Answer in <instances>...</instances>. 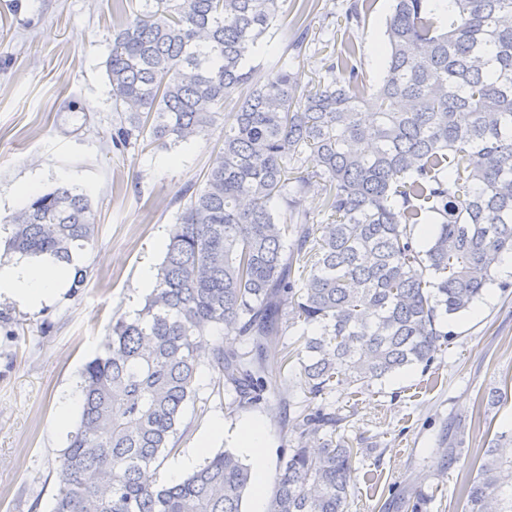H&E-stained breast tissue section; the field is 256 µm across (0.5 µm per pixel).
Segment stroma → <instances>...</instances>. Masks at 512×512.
I'll return each instance as SVG.
<instances>
[{
  "instance_id": "35a3bbf8",
  "label": "stroma",
  "mask_w": 512,
  "mask_h": 512,
  "mask_svg": "<svg viewBox=\"0 0 512 512\" xmlns=\"http://www.w3.org/2000/svg\"><path fill=\"white\" fill-rule=\"evenodd\" d=\"M114 0H0V265L16 260L7 247L5 219L36 195L70 181L92 201L96 233L78 251L82 288H64L51 302L27 308L0 296V512H51L56 469L77 428L60 424L58 401L81 392L82 372L102 353L120 317L134 318L149 294L143 263L159 267L176 222L177 196L197 187L219 157L224 133L216 123L196 140L170 149L143 144L116 149V112L105 73ZM347 0H320L307 23L310 34L335 52L355 47L368 90L384 73L374 53L385 43L391 0H372L360 24L344 22ZM299 0H284V17L254 60V85H263L299 34ZM455 336L430 366L411 367L372 391L350 398L340 434L361 454L354 463L347 512H409L389 501V487L431 492L429 512H463L458 489L464 470L482 456L492 433L512 427V399L477 407L484 392L512 376V276L489 285L476 311L455 318ZM277 370L264 409L270 418V469L279 465L281 411L275 395L294 386L296 359L272 347ZM196 397L188 401L175 437L176 453L195 451L206 428L223 420L227 434L209 451L238 450L234 436L244 419L227 407L216 373L202 365ZM464 426L461 460L439 483L436 448L451 423Z\"/></svg>"
}]
</instances>
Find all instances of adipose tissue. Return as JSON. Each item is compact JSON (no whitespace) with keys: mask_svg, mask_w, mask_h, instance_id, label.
Segmentation results:
<instances>
[{"mask_svg":"<svg viewBox=\"0 0 512 512\" xmlns=\"http://www.w3.org/2000/svg\"><path fill=\"white\" fill-rule=\"evenodd\" d=\"M66 268L50 256L21 259L0 266V293L4 292L31 306L47 302L60 293L66 284ZM238 439L250 456L257 485L268 479V465L264 453L266 429L263 421L246 419L238 428Z\"/></svg>","mask_w":512,"mask_h":512,"instance_id":"obj_1","label":"adipose tissue"}]
</instances>
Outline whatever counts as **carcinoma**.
Segmentation results:
<instances>
[{
  "label": "carcinoma",
  "mask_w": 512,
  "mask_h": 512,
  "mask_svg": "<svg viewBox=\"0 0 512 512\" xmlns=\"http://www.w3.org/2000/svg\"><path fill=\"white\" fill-rule=\"evenodd\" d=\"M369 0H351L360 24ZM393 0L368 115L356 50L301 87L288 61L251 89L252 58L281 0H142L105 62L112 144L188 143L224 119L223 162L182 192L157 281L91 361L51 512H242L252 477L230 450L171 484L158 462L195 393L202 357L232 411L269 402L267 347L284 342L310 402L279 399V468L267 512H346L363 449L331 398L429 366L512 253V0ZM241 90L234 111H224ZM315 166L308 168L304 156ZM326 222L301 208L313 185ZM8 246L70 265L95 237L86 191L64 183L13 214ZM432 226L426 245L420 225ZM299 337L287 343L288 333ZM218 332L222 339H212ZM461 431L439 448L460 461ZM465 512H512V429L495 433ZM432 495H407L428 512Z\"/></svg>",
  "instance_id": "obj_1"
}]
</instances>
